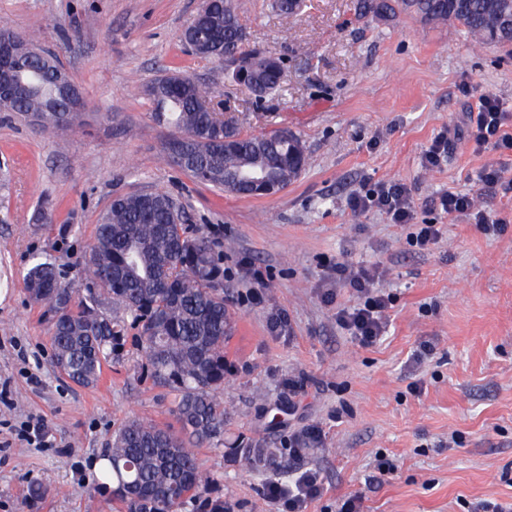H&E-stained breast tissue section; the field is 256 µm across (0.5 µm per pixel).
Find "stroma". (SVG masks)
<instances>
[{"instance_id":"35a3bbf8","label":"stroma","mask_w":512,"mask_h":512,"mask_svg":"<svg viewBox=\"0 0 512 512\" xmlns=\"http://www.w3.org/2000/svg\"><path fill=\"white\" fill-rule=\"evenodd\" d=\"M357 0H304L292 15L271 0H238L247 47L284 61V88L257 101L226 77L224 61L189 52L180 32L201 0H0V28L27 31L79 86L85 108L73 124L41 131L0 112V512H121L92 467L126 421L177 429L172 398L140 375L135 329L93 386L52 362L44 305L23 279L50 254L67 279L80 276L96 224L112 199L163 190L194 232L224 248V297L233 316L224 348L228 374L224 447L197 457L212 498L234 512H273L267 481L318 470L323 495L307 512H338L361 492L364 512H468L477 500L512 503V227L484 235L429 207L451 189L477 195L495 213L512 199L479 180L498 161L492 147L452 140L427 169L423 153L447 128L464 127L477 96L493 93L512 110V47H474L456 23L426 25L400 14L359 18ZM211 89L244 132L288 129L308 158L280 193L240 198L197 182L170 163L172 126L155 118L138 86L168 73ZM413 189L417 221L441 225V242L418 253L408 227L381 214H355L348 196L364 184ZM339 261L381 265V288L395 296L387 336L362 347L336 326L347 290L326 280ZM267 286L253 301L245 275ZM337 302H329V294ZM283 316L285 332L271 333ZM434 345L422 361L418 343ZM38 374L31 383L28 373ZM304 377L305 393L288 381ZM423 381L421 395L409 385ZM47 422L51 447L16 438L28 417ZM316 424L320 448L253 467L255 441L284 448L292 431ZM384 454L397 470L378 474ZM43 489L30 500L31 486Z\"/></svg>"}]
</instances>
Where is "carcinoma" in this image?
Here are the masks:
<instances>
[{"mask_svg": "<svg viewBox=\"0 0 512 512\" xmlns=\"http://www.w3.org/2000/svg\"><path fill=\"white\" fill-rule=\"evenodd\" d=\"M362 19H387L399 12L428 24L456 21L483 47L512 45V0H357ZM200 25L214 37L193 53L219 60L236 56L264 81L266 95L281 90L283 80L266 69V54L244 46L236 0H212ZM173 89L151 82L141 93L154 115L190 139L176 152L192 164L200 182L226 193L251 197L244 175L268 170L279 189L294 182L307 165L300 138L272 131L252 135L235 127L224 131L198 102L210 97L206 87L175 74ZM50 86L36 81L26 110H37ZM51 256L36 260L25 275L31 300L46 306L53 361L82 386L94 384L103 364L120 345L128 324L137 326L142 371L152 385L174 395L172 413L180 429L172 431L132 419L112 434L106 449L112 496L125 512H224V501L204 496L208 480L199 470L195 449L224 445V402L228 372L224 346L232 316L224 302L220 247L182 223L170 196L152 191L114 199L96 226L95 242L85 254V294L60 278ZM118 306L116 313L105 305ZM283 453L262 442L245 451L252 465Z\"/></svg>", "mask_w": 512, "mask_h": 512, "instance_id": "1", "label": "carcinoma"}]
</instances>
